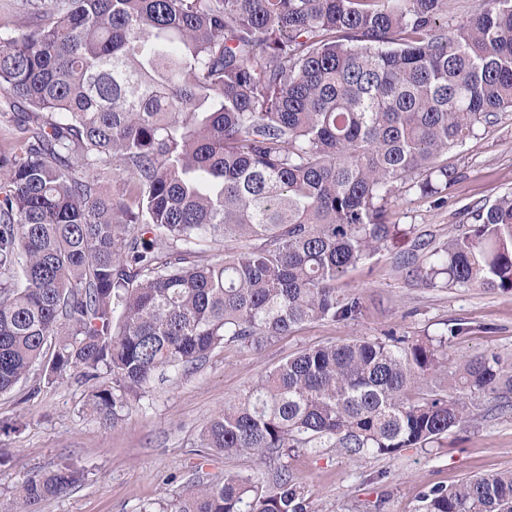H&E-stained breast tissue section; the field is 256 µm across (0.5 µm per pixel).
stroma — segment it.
<instances>
[{
    "label": "stroma",
    "mask_w": 512,
    "mask_h": 512,
    "mask_svg": "<svg viewBox=\"0 0 512 512\" xmlns=\"http://www.w3.org/2000/svg\"><path fill=\"white\" fill-rule=\"evenodd\" d=\"M443 161L459 178L442 196L405 191L389 212L390 223L413 227L436 243L472 224L477 207L512 192V112L501 113ZM409 247L408 240H398L337 279L338 292L361 297L356 320L310 322L258 351L227 344L197 371L157 385L113 428L87 410L90 388L76 376L27 399L31 385L43 378L41 368H34L27 380L0 394V512H10L27 477L65 460L83 469L84 479L43 502L39 512H160L189 475L218 482L233 471L259 479L283 464L302 483L311 512H418L421 494L432 486L452 488L512 471V409L489 413L488 396L476 397L469 421L434 448L386 456L297 448L282 460L194 452L202 427L226 401L311 346L391 331L411 340H442L453 370L479 355L497 356L512 369V292L421 283L398 265Z\"/></svg>",
    "instance_id": "obj_1"
}]
</instances>
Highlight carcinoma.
<instances>
[{"label": "carcinoma", "mask_w": 512, "mask_h": 512, "mask_svg": "<svg viewBox=\"0 0 512 512\" xmlns=\"http://www.w3.org/2000/svg\"><path fill=\"white\" fill-rule=\"evenodd\" d=\"M39 0L0 34V394L36 366L91 385L118 425L168 372L226 343L257 349L299 326L354 320L336 279L407 230L398 185L438 196V163L512 110V0ZM26 111L16 112L17 105ZM112 162V171L100 166ZM114 181L112 189L105 183ZM402 263L421 279L512 291V193ZM234 238L199 264L194 245ZM432 341L358 338L306 348L202 428L197 447L282 457L326 443L390 455L467 422L470 396L502 400L495 355L448 373ZM64 463L30 475L13 512L77 486ZM169 512H309L282 466L265 483L185 480ZM423 512H512V473L432 487Z\"/></svg>", "instance_id": "carcinoma-1"}]
</instances>
